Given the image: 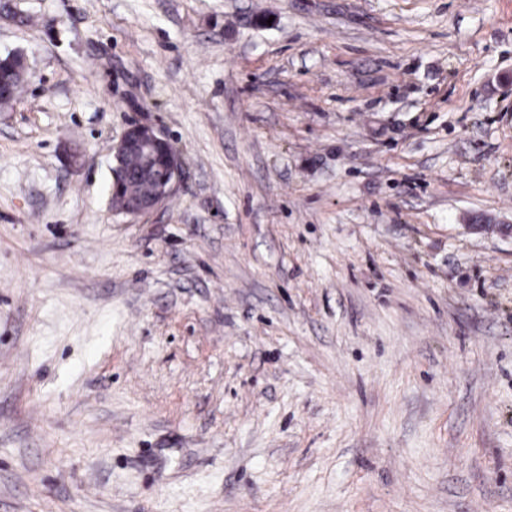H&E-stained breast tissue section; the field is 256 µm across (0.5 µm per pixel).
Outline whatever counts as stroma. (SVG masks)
Wrapping results in <instances>:
<instances>
[{
    "label": "stroma",
    "mask_w": 512,
    "mask_h": 512,
    "mask_svg": "<svg viewBox=\"0 0 512 512\" xmlns=\"http://www.w3.org/2000/svg\"><path fill=\"white\" fill-rule=\"evenodd\" d=\"M15 52L0 512H512V0H0ZM137 152L146 161L160 154L162 162V176H157L158 168L154 171V180L149 197L141 203H133L124 209L128 200L134 197L142 187L144 180V164L140 160L130 159L125 163L123 183L121 178L113 174V181L109 186L112 205L126 214L137 215L152 210L161 205L175 190L180 177V160L173 146L163 139L153 128L143 125L129 127L118 144L113 148V158L116 162L114 170L122 171L121 161L131 152ZM117 189L120 190L112 193Z\"/></svg>",
    "instance_id": "1"
}]
</instances>
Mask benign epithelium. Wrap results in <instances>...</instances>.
<instances>
[{"label": "benign epithelium", "mask_w": 512, "mask_h": 512, "mask_svg": "<svg viewBox=\"0 0 512 512\" xmlns=\"http://www.w3.org/2000/svg\"><path fill=\"white\" fill-rule=\"evenodd\" d=\"M137 152L150 160L160 156L161 176H154L149 197L141 203H134L124 213L137 215L161 205L175 190L180 177V160L173 146L163 139L153 128L143 125L129 127L118 144L113 148L115 170H122V159L131 152Z\"/></svg>", "instance_id": "7a95c632"}]
</instances>
